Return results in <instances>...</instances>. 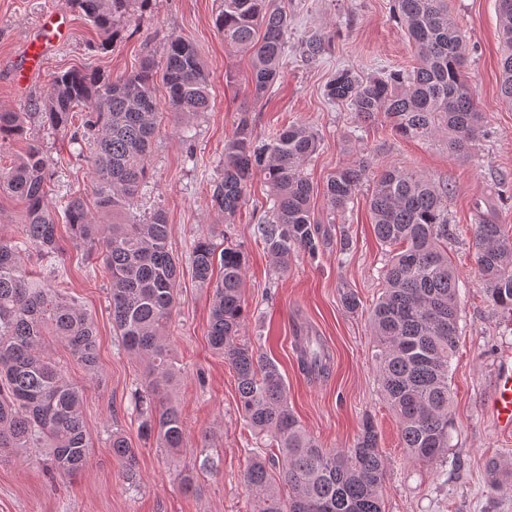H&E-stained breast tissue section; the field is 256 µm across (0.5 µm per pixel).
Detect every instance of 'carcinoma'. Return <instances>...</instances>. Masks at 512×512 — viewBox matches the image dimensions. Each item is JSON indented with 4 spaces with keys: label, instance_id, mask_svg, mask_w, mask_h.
Segmentation results:
<instances>
[{
    "label": "carcinoma",
    "instance_id": "1",
    "mask_svg": "<svg viewBox=\"0 0 512 512\" xmlns=\"http://www.w3.org/2000/svg\"><path fill=\"white\" fill-rule=\"evenodd\" d=\"M71 2L100 31L104 49L133 4ZM395 6L416 49L417 66L366 78L343 68L326 85V96L360 120L383 118L406 139L445 133L448 152L466 157L488 131L465 79L467 46L448 0H395ZM497 10L504 46L500 96L511 107L512 0H497ZM214 24L225 44L250 53L251 92L257 99L264 97L288 54V13L274 0H221ZM156 74L151 59L115 80L81 69L59 73L45 95L34 101L33 111H0V143L23 135L27 119L38 115L55 129L72 131L73 142L92 145L91 196L70 197L64 208L66 223L75 238L99 244L109 275L113 330L124 349L146 363L144 388L135 395L140 432L174 454L183 446L186 429L180 409L163 393L173 373L168 336L180 265L168 248L164 213L158 210L145 220L132 217L157 130ZM161 80L167 108L176 116L209 109L210 73L189 41L168 40ZM77 118L81 123H75ZM317 145V133L302 122L259 142L245 110L224 143V178L214 185L212 207L226 217L235 215L250 180L263 176L272 207L260 224L261 235L271 259L284 270L292 255L316 252L311 208L315 188L305 168ZM371 168L372 160L362 154L328 179L324 197L332 210L347 208ZM51 177L48 158L35 144L11 166L0 168V193L25 204L21 236L48 260L60 250L56 212L48 201ZM92 207L112 216V223H93ZM370 209L375 234L393 247L381 270L385 288L371 314L382 389L408 456L454 468L457 461L446 457L454 428L448 377L459 332L461 280L448 258V237L454 234L448 220V187L416 171L381 166L373 178ZM473 241L488 300L512 317V235L484 213L473 229ZM217 262L222 276L215 281ZM191 271L212 289L209 342L233 370L241 414L278 449L280 483L273 481L271 461L259 454H253L244 471L255 512H383L385 470L373 423H363L351 448L323 447L289 407L276 362L240 341L246 318L243 253L229 245L218 252L203 237L193 249ZM49 336L64 343L85 369H97L91 315L34 278L17 243L1 236L0 450L22 457L38 445L44 449L47 469L70 475L89 463L84 393L45 354ZM296 350L302 370L317 375L330 370V354L319 339L305 336ZM112 455L126 471H134L135 450L119 432L112 433Z\"/></svg>",
    "mask_w": 512,
    "mask_h": 512
}]
</instances>
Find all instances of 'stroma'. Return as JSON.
I'll return each mask as SVG.
<instances>
[{
  "label": "stroma",
  "instance_id": "obj_1",
  "mask_svg": "<svg viewBox=\"0 0 512 512\" xmlns=\"http://www.w3.org/2000/svg\"><path fill=\"white\" fill-rule=\"evenodd\" d=\"M288 13V57L272 90L253 99L249 54L226 45L214 18L220 0H151L134 7L121 23L110 48L99 49L98 31L70 0H0V110L28 111L58 73L72 68L118 77L152 59L162 65L170 37L191 42L212 76L209 111L183 119L164 111L148 155V176L135 214L163 211L169 224V249L184 269L169 338L175 376L168 396L186 425V442L177 454L144 439L134 409L145 366L129 356L112 329L108 276L100 255L89 246L68 243L47 262L31 247L22 256L33 275L75 300L95 323L99 344L97 375L88 374L64 344L51 340L47 355L66 379L85 392L84 421L89 436L87 468L70 476L53 475L43 451L30 449L29 461L0 455V512H252L243 473L259 443L238 412L232 370L208 343L212 291L188 267L197 240L236 246L246 259L243 341L277 361L288 386V403L322 446L347 448L371 419L378 434L386 476L384 512H512V434L501 433L484 409L500 348L512 347V318L496 309L477 279L471 226L486 204L512 233V108L499 97L496 0H450L468 46L466 79L491 134L477 141L469 157L448 152L443 138L427 141L397 136L387 124L359 122L347 106L328 100L325 86L342 68L370 77L414 64V49L399 20L394 0H276ZM63 16L67 40L52 48L29 82L17 74L26 61L21 51L33 37L39 14ZM325 44L315 61L301 57L309 39ZM248 108L254 134L268 140L276 131L302 121L319 135L316 154L306 167L315 187L312 211L318 227V252L293 255L287 269L276 267L258 225L269 206V187L255 176L235 216L218 217L210 189L224 176V143L231 138L240 108ZM192 141L183 144V129ZM39 145L53 172L49 201L59 208L73 195L89 193V148L41 119L29 121L23 137L0 143V165L9 166L28 144ZM374 164L392 163L448 186V216L456 234L448 255L463 286L459 338L451 360L449 385L454 419L449 456L460 469L425 464L403 450L397 420L382 393L374 355L370 313L383 292L379 270L390 248L376 237L363 182L353 204L332 212L323 189L336 170L357 153ZM357 309L344 303L347 293ZM323 339L334 361L328 377L302 371L294 347V328ZM122 431L138 450V486H131L109 446L112 431ZM498 461L507 476L493 479L487 464ZM194 478L184 489L180 474Z\"/></svg>",
  "mask_w": 512,
  "mask_h": 512
}]
</instances>
